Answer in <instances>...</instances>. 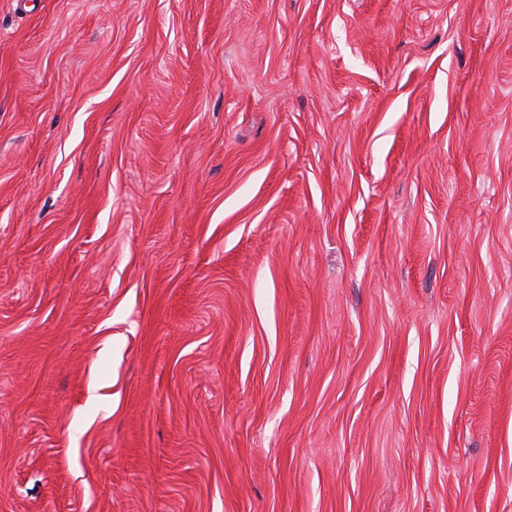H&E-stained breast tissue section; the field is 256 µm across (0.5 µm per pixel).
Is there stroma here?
I'll list each match as a JSON object with an SVG mask.
<instances>
[{
  "mask_svg": "<svg viewBox=\"0 0 512 512\" xmlns=\"http://www.w3.org/2000/svg\"><path fill=\"white\" fill-rule=\"evenodd\" d=\"M0 512H512V0H0Z\"/></svg>",
  "mask_w": 512,
  "mask_h": 512,
  "instance_id": "35a3bbf8",
  "label": "stroma"
}]
</instances>
